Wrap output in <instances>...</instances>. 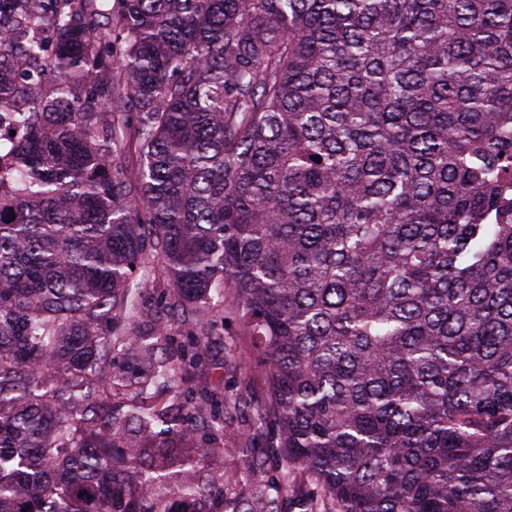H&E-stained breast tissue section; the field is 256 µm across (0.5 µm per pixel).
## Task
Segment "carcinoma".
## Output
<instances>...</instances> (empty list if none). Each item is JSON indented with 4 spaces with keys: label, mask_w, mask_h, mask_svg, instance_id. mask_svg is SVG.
Masks as SVG:
<instances>
[{
    "label": "carcinoma",
    "mask_w": 512,
    "mask_h": 512,
    "mask_svg": "<svg viewBox=\"0 0 512 512\" xmlns=\"http://www.w3.org/2000/svg\"><path fill=\"white\" fill-rule=\"evenodd\" d=\"M98 2L0 0V512H197L224 414L150 387L226 296L285 458L228 512H512V0ZM160 293L161 290L159 288L153 289L151 283L144 292L145 298L151 306L152 311L136 318L134 322V330L140 336L152 335L159 322L158 316L161 310L157 308V303L160 299ZM117 366L124 368L125 371H130L128 376L133 382L142 380L143 377L149 374L151 369L147 361L142 359L140 350L136 346L125 352L117 362Z\"/></svg>",
    "instance_id": "obj_1"
}]
</instances>
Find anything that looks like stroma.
<instances>
[{
	"mask_svg": "<svg viewBox=\"0 0 512 512\" xmlns=\"http://www.w3.org/2000/svg\"><path fill=\"white\" fill-rule=\"evenodd\" d=\"M222 334L221 340L200 352L191 368L192 380L188 384L195 404L207 410L218 408L228 414L224 428L225 453L208 456L196 469V477L203 483L238 472L241 457L234 454L233 449L243 435L251 434L254 411L263 406L266 399L260 357L248 337L243 336L229 299L224 302ZM239 396L250 400L252 411L241 415L233 413V402Z\"/></svg>",
	"mask_w": 512,
	"mask_h": 512,
	"instance_id": "1",
	"label": "stroma"
}]
</instances>
